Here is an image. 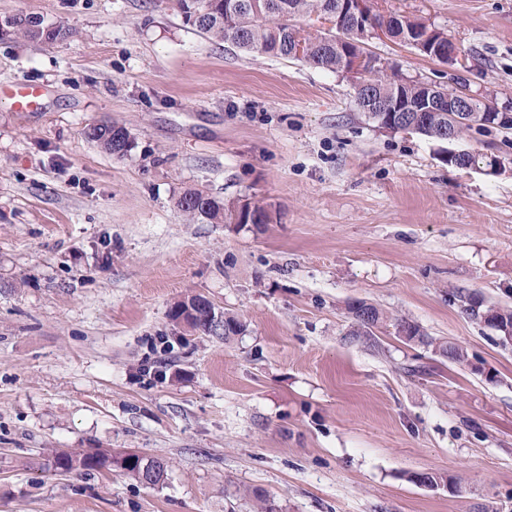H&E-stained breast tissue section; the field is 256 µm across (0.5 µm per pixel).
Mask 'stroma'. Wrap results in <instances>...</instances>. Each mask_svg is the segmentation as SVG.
<instances>
[{"label": "stroma", "mask_w": 512, "mask_h": 512, "mask_svg": "<svg viewBox=\"0 0 512 512\" xmlns=\"http://www.w3.org/2000/svg\"><path fill=\"white\" fill-rule=\"evenodd\" d=\"M375 9L448 31L471 89L512 100V0ZM14 15L72 34L0 38V512H254L257 491L281 512H512V348L458 301L512 308V130L452 144L501 170L449 166L366 121L349 76L215 41L176 0H0ZM365 50L451 82L398 40ZM21 84L42 95L15 112ZM102 121L132 133L125 157L86 138ZM188 191L271 221L191 219ZM192 295L245 332H183ZM354 300L467 361L390 328L348 342ZM93 448L166 478L54 471ZM46 26L52 28V31H47L46 35L43 30L41 32H37L26 26L14 30L13 35L30 41L53 42L57 38H66L71 34L68 29L60 25L50 24ZM391 322V325L394 328H397L398 335L405 341H418L419 343L431 346L435 354L447 358L455 363H463L467 361L466 354L463 349L447 341H437L436 339L427 336L418 324L403 318H394Z\"/></svg>", "instance_id": "stroma-1"}]
</instances>
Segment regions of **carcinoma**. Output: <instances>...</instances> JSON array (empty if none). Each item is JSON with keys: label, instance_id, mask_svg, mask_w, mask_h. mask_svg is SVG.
Wrapping results in <instances>:
<instances>
[{"label": "carcinoma", "instance_id": "1", "mask_svg": "<svg viewBox=\"0 0 512 512\" xmlns=\"http://www.w3.org/2000/svg\"><path fill=\"white\" fill-rule=\"evenodd\" d=\"M215 6L206 7L204 0H178V6L183 16L190 17V10L201 12L199 19L192 26L209 35L217 41L230 42L236 47L258 55H270L294 59L291 55L292 43L303 30L298 25L302 18L313 14L327 16L336 11L337 0H240L236 6L224 5L226 0H213ZM394 38L404 43L418 38L426 27L419 19L405 16L393 17L390 20ZM337 31L343 33L338 38L329 33L304 36L308 44L305 55L300 61L314 68L340 73L344 68L345 54L363 53L364 29L341 19L334 23ZM51 31L37 32L26 26L14 30V35L36 42H53L66 38L70 31L60 25H50ZM377 58L370 55L366 63L367 80L378 99L393 102L417 104L432 92L429 83L412 80L399 84L386 73L376 67ZM400 128L419 134L429 140L438 142L441 137V121L433 118L427 112H404ZM87 138L96 142L104 151L122 158L131 151L133 139L127 128L114 123H102L92 127ZM450 164L460 168H470L475 165L489 164V157L484 153L467 152L450 161ZM178 207L192 218L209 221H222L224 218L237 221L239 224L248 223V215L262 217V223L269 222L267 210L259 205L243 203L227 210L224 204L199 191H189L180 197ZM461 307L465 314L480 323L485 322L484 316L492 313L512 323V309L507 307L486 306L472 295L460 296ZM371 320H365L362 308L352 303L348 306V315L352 321L349 335L369 346L376 347L378 343L372 340L374 330L381 328L387 321L397 328L398 334L407 342L418 341L430 346L433 351L455 363L467 361L466 354L460 347L445 341H437L427 336L421 327L403 318L389 319L378 307L369 306ZM111 452L93 449L84 455L79 464L73 463L70 454L55 456L54 464L63 470L73 468L99 470L105 465ZM415 481L425 486L448 485V478L436 472H424L411 476Z\"/></svg>", "mask_w": 512, "mask_h": 512}]
</instances>
